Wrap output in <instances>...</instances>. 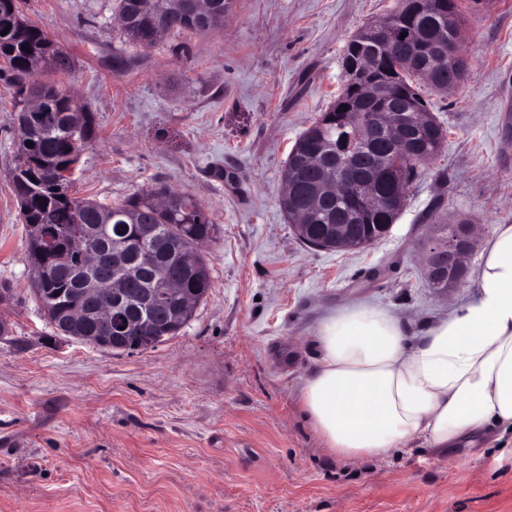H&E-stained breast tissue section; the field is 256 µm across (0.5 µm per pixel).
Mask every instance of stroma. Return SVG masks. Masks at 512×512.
Here are the masks:
<instances>
[{
	"mask_svg": "<svg viewBox=\"0 0 512 512\" xmlns=\"http://www.w3.org/2000/svg\"><path fill=\"white\" fill-rule=\"evenodd\" d=\"M398 5L234 0L215 32L139 48L115 0H22L96 116L76 196L163 184L220 234L204 248L212 288L177 336L124 353L59 335L29 287L0 78V512H512V439L489 433L460 463L418 444L340 459L300 404L325 317L376 305L417 327L466 300L477 254L465 287L424 278L430 215L475 224L479 249L512 224V0H484L465 13L466 81L429 97L447 138L389 232L339 252L296 238L279 205L288 154L339 92L348 40Z\"/></svg>",
	"mask_w": 512,
	"mask_h": 512,
	"instance_id": "obj_1",
	"label": "stroma"
}]
</instances>
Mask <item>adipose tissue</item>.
<instances>
[{"mask_svg":"<svg viewBox=\"0 0 512 512\" xmlns=\"http://www.w3.org/2000/svg\"><path fill=\"white\" fill-rule=\"evenodd\" d=\"M301 388L308 420L342 458L378 459L416 440L467 455L490 428L512 434V224L481 254L470 298L421 330L358 305L323 320Z\"/></svg>","mask_w":512,"mask_h":512,"instance_id":"ef3b65f1","label":"adipose tissue"}]
</instances>
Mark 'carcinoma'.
<instances>
[{"label": "carcinoma", "mask_w": 512, "mask_h": 512, "mask_svg": "<svg viewBox=\"0 0 512 512\" xmlns=\"http://www.w3.org/2000/svg\"><path fill=\"white\" fill-rule=\"evenodd\" d=\"M20 0H0V72L17 88L12 106L17 112V159L12 183L25 224L31 231L27 264L31 291L41 312L56 331L81 341L105 336L107 331L88 313L87 289L95 287L99 270L90 266L82 251L73 247L77 237H90L88 246L116 267L112 287L124 290L127 310L135 320L149 319V304L157 284L136 258L146 253L171 267L199 305L211 288L210 271L203 247L219 233L190 195L164 185L111 205L72 193L73 174L83 148L97 137L94 113L65 85L73 59L36 24L25 19ZM233 0H215L206 23L200 24L171 0H118L116 9L129 43L155 45L163 34H206L224 25ZM464 0H402L399 7L355 34L342 58L345 87L329 108L306 129L293 146L282 180L292 185L279 204L289 223L303 215L306 227L294 229L299 240L315 250L336 248V225L367 224L364 238L382 235L384 224L394 223L405 206V187L420 168L412 160L397 161L385 142L367 144L364 152L372 166L375 189L387 203L377 211L355 208L349 197H334L311 206L321 180L329 175L306 163L313 151H336L347 134L341 122L343 106L355 102L352 82L372 85L371 110H386L395 101L405 111L431 113L423 86L448 83L458 86L466 64L442 60L464 21ZM9 32H4V29ZM28 47L31 52L22 50ZM447 130L436 124L418 149L435 159ZM34 146H26V142ZM194 309L173 304L157 312L162 326L145 331L135 325L130 346L146 350L177 335L192 319Z\"/></svg>", "instance_id": "obj_1"}]
</instances>
